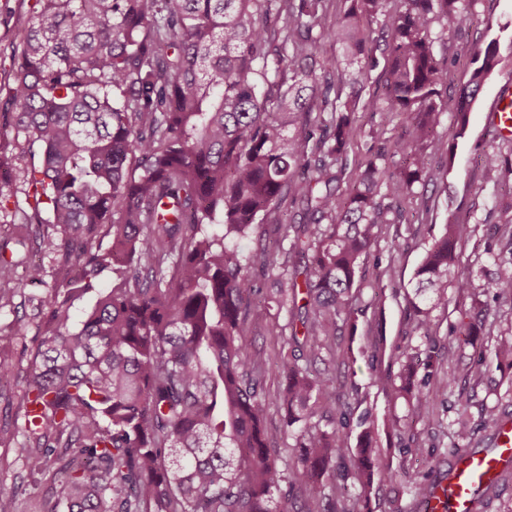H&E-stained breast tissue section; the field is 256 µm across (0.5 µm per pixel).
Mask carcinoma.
<instances>
[{
  "label": "carcinoma",
  "instance_id": "obj_1",
  "mask_svg": "<svg viewBox=\"0 0 512 512\" xmlns=\"http://www.w3.org/2000/svg\"><path fill=\"white\" fill-rule=\"evenodd\" d=\"M328 0H36L34 19L15 36L14 64L0 119L38 157L24 181L27 208L0 235V309L13 306L23 281L45 268L21 249L46 240L54 264L77 269L51 286L40 340L25 375L0 364L7 405L24 411L21 452L30 474L47 483L39 512H286L304 493L301 512H360L373 485L397 474L375 456L371 415L339 408L340 426H322L317 407L336 401L335 378L313 369L336 330L357 331L351 290L393 204L426 172L421 145L434 138L443 78L427 27L437 14L467 22L462 0H350L341 29L329 36L364 76L386 60L383 99L407 115L389 150L369 156L340 196L356 100L330 99L332 83L315 70ZM389 19L383 45L369 27ZM490 41L460 89L455 121L500 66ZM320 90L313 114L307 90ZM399 157L395 170L383 165ZM0 210L17 196L4 173ZM493 187L512 180V156L487 153ZM386 189L379 195L380 189ZM306 221L286 223L283 202ZM497 234L512 245V199L498 197ZM267 225L288 248L236 241ZM471 225L448 224L415 273L407 296L412 332L422 345L395 350L398 394L414 413L389 414L399 447L424 454L405 437L429 405L439 359L431 313L447 290L471 279L456 271V246ZM110 240L101 251L100 240ZM110 273L107 285L101 284ZM276 283L264 291L261 279ZM95 293L76 315L74 300ZM288 310V335L275 356L248 338L269 306ZM450 326L459 344L490 346L512 370V335L485 322ZM290 333H285V330ZM423 375H418L419 369ZM276 373L282 423L295 444L283 467L267 435L264 380ZM452 461L479 448L480 431L500 436L512 414L480 410L479 425L459 394ZM356 421V446L343 429ZM481 493L475 512H490L512 478ZM413 496L447 494L449 474L406 473Z\"/></svg>",
  "mask_w": 512,
  "mask_h": 512
}]
</instances>
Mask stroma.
Returning <instances> with one entry per match:
<instances>
[{
	"mask_svg": "<svg viewBox=\"0 0 512 512\" xmlns=\"http://www.w3.org/2000/svg\"><path fill=\"white\" fill-rule=\"evenodd\" d=\"M34 0H0V83L7 80L12 66L11 42L15 31L33 16ZM468 22L460 27L439 15L429 25V35L435 42V57L445 79L442 93L443 110L438 116L437 142L428 144L425 153L428 170L412 187L410 200L401 201V222L382 225L373 247V257L367 258L353 287L358 308V329L355 335L341 334L336 338L341 349L350 350L346 363L336 364V392L341 402L370 411L377 430V441L384 465L401 472L426 468L446 470V452L453 422L459 409L458 396L470 399L469 411L478 414L482 405L493 403L512 385V371L502 372L496 366L492 352L477 356L473 348L459 346L449 336L448 326L457 321L460 312L473 319H489L495 330L512 328V287L499 280L500 268L493 254L507 253L506 242L489 241V228L499 223L500 212L495 206V192L484 176L483 156L488 152L512 153V135L501 132L490 119L494 93L504 83H512V0H466ZM498 39L505 53L503 74L489 79L478 98L472 102L465 134H458L454 120L453 95L465 85L472 69L477 47ZM384 65H377L366 80L351 85L334 83L341 95L357 91L360 107L354 114L355 132L348 149L344 180H351L369 152L390 147L399 139L405 114L384 109H366L369 99L383 93ZM429 208L426 221H419L414 204ZM465 217L472 227L471 236L457 248L460 271L472 280L469 292L460 294L448 289L447 299L432 311L437 325L436 347L444 361L445 371L430 382L435 399L432 416L416 421L412 431L419 445L434 449L431 458L411 452H400L399 438L385 427L389 410L406 412L404 401L394 399L381 382L396 375L397 365L374 355L373 340L383 335L385 350L405 344L409 333L405 294L415 285V272L425 252L445 231L451 213ZM28 252L44 264L43 280L25 282L11 307L0 310V335L8 334L15 323H23L28 333L7 351L0 352V363L13 371L27 369L36 348L37 324L41 304L54 282L51 257L39 245L29 246ZM392 258L396 270L394 280L381 277L376 258ZM483 358V375L473 381L469 370L476 358ZM0 488L13 492L11 512H35L31 495V479L22 466L19 448L0 447Z\"/></svg>",
	"mask_w": 512,
	"mask_h": 512,
	"instance_id": "obj_1",
	"label": "stroma"
}]
</instances>
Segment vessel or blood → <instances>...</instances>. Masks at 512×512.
Returning a JSON list of instances; mask_svg holds the SVG:
<instances>
[{"instance_id":"obj_1","label":"vessel or blood","mask_w":512,"mask_h":512,"mask_svg":"<svg viewBox=\"0 0 512 512\" xmlns=\"http://www.w3.org/2000/svg\"><path fill=\"white\" fill-rule=\"evenodd\" d=\"M491 111L503 122L512 121V85L504 84L497 91ZM512 457V428H505L499 448L493 455H474L452 461L448 465L452 493L447 503L431 499L423 512H472V491L497 478L503 459Z\"/></svg>"}]
</instances>
